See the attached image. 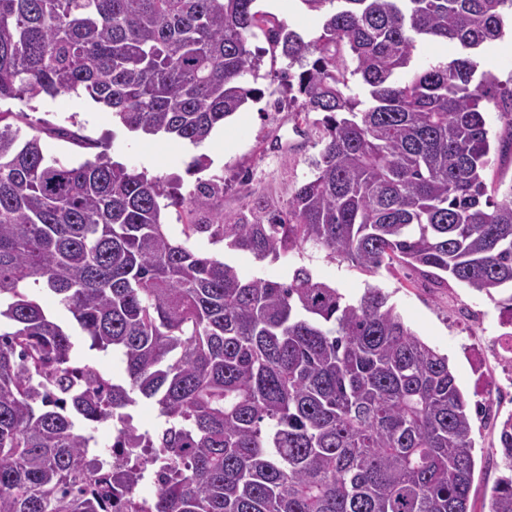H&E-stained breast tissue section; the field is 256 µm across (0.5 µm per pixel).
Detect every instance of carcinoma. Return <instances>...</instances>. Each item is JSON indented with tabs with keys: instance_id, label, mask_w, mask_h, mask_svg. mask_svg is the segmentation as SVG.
I'll list each match as a JSON object with an SVG mask.
<instances>
[{
	"instance_id": "1",
	"label": "carcinoma",
	"mask_w": 512,
	"mask_h": 512,
	"mask_svg": "<svg viewBox=\"0 0 512 512\" xmlns=\"http://www.w3.org/2000/svg\"><path fill=\"white\" fill-rule=\"evenodd\" d=\"M254 2L0 0V101L81 89L131 132L197 145L260 94L259 31L288 60L295 121L323 114L319 159L287 208L232 217L217 179L184 198L103 151L49 159L9 122L23 113L0 112V512H475L468 403L448 356L381 289L349 302L303 265L245 278L188 242L435 270L508 292L512 322V185L497 199L485 180L491 155L512 150V77L481 66L512 0H302L332 6L310 40ZM426 39L460 56L400 79ZM46 135L91 146L65 127ZM28 282L123 374L78 361ZM143 399L161 430L134 424ZM108 423L107 460L90 448ZM498 451L511 474L488 512H512V414Z\"/></svg>"
}]
</instances>
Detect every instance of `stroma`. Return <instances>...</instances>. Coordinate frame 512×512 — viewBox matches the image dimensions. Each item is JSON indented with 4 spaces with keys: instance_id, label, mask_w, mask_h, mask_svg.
<instances>
[{
    "instance_id": "1",
    "label": "stroma",
    "mask_w": 512,
    "mask_h": 512,
    "mask_svg": "<svg viewBox=\"0 0 512 512\" xmlns=\"http://www.w3.org/2000/svg\"><path fill=\"white\" fill-rule=\"evenodd\" d=\"M255 7L273 13L304 37L317 36L321 29V12L310 10L302 0H279L275 5L256 0ZM251 46L264 53L257 82L262 97L249 102L198 146L130 133L84 93L31 102L4 100L0 110L25 113L21 127L27 136L44 127L78 125L81 135L101 142L113 161L178 187L185 195L194 190L198 178L223 177L226 215L248 211L259 203L283 209L295 189L312 175V163L322 148V130L314 113L307 123H295L288 108L290 95L278 79L285 60L269 53L263 37L253 38ZM201 156L208 157L210 164L201 174H193L189 166ZM190 245L199 255L224 257L247 278L283 280L303 265L338 288L349 302L370 287L389 293L412 330L447 354L468 403L485 405L489 411L473 424L471 450L475 510L487 512L493 488L505 472L500 457L492 453L498 438L496 421L512 413V364L494 351L499 336L512 327L503 321L496 301L453 280L442 287L433 285L407 269L384 267L367 273L309 246L276 260H259L247 252L225 251L223 244L204 236L191 239Z\"/></svg>"
}]
</instances>
